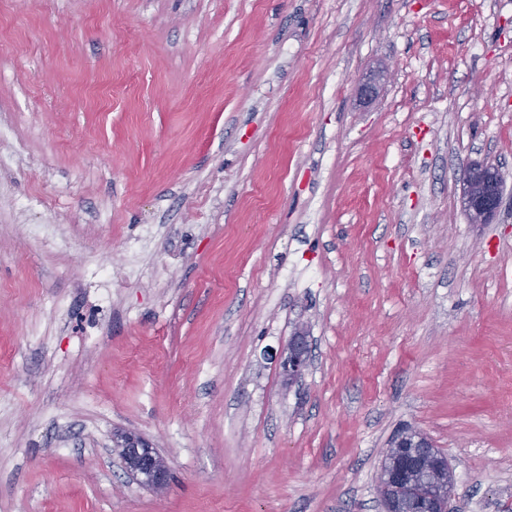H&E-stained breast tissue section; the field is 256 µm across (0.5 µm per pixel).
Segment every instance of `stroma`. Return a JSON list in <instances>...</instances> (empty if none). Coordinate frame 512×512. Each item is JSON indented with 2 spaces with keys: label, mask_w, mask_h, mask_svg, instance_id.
<instances>
[{
  "label": "stroma",
  "mask_w": 512,
  "mask_h": 512,
  "mask_svg": "<svg viewBox=\"0 0 512 512\" xmlns=\"http://www.w3.org/2000/svg\"><path fill=\"white\" fill-rule=\"evenodd\" d=\"M409 429L512 512V0H0V512H381ZM505 177L495 166L469 163L463 178V210L470 224H488L499 210ZM307 338L308 333L305 327L298 326L288 345L279 353V366L288 383L301 379L309 368L310 349ZM118 448L128 471L141 482L156 491L165 488L168 481V468L156 450L140 436L124 432L115 435Z\"/></svg>",
  "instance_id": "35a3bbf8"
}]
</instances>
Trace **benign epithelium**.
<instances>
[{
    "instance_id": "obj_1",
    "label": "benign epithelium",
    "mask_w": 512,
    "mask_h": 512,
    "mask_svg": "<svg viewBox=\"0 0 512 512\" xmlns=\"http://www.w3.org/2000/svg\"><path fill=\"white\" fill-rule=\"evenodd\" d=\"M505 177L495 166L473 162L463 178V210L472 224L490 223L502 201ZM279 366L288 382L303 377L310 365L308 333L297 328L281 349ZM128 471L153 489L160 491L168 481V468L156 450L140 436L124 432L115 435ZM455 478L446 459L418 431L398 435L386 450L377 478L383 512H449Z\"/></svg>"
}]
</instances>
